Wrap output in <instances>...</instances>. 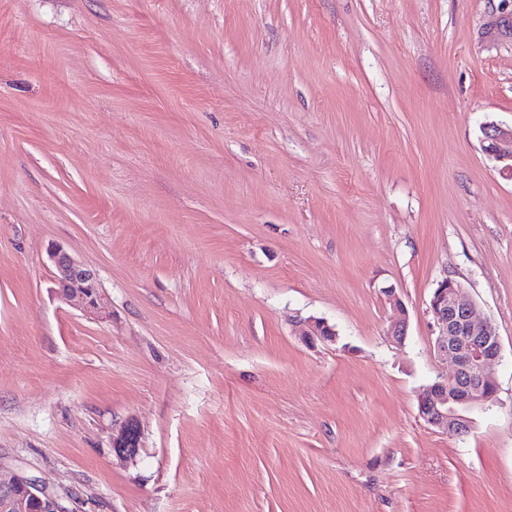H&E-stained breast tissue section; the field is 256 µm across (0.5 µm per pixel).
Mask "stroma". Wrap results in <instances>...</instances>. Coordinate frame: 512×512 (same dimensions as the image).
<instances>
[{"mask_svg":"<svg viewBox=\"0 0 512 512\" xmlns=\"http://www.w3.org/2000/svg\"><path fill=\"white\" fill-rule=\"evenodd\" d=\"M495 8L0 0V475L69 512H512ZM54 244L110 318L56 295ZM446 279L501 342L499 402L462 436L418 414L453 370ZM310 317L336 340L305 339ZM486 152L499 162L510 161L504 168L512 173V126L489 123L481 127ZM385 295L392 306V315L389 317L386 329L387 336H390L393 341L401 343L407 335L408 312L393 288L387 289ZM112 447L116 454L125 458L135 457L140 448L139 428L133 421H128L121 427L113 439Z\"/></svg>","mask_w":512,"mask_h":512,"instance_id":"obj_1","label":"stroma"}]
</instances>
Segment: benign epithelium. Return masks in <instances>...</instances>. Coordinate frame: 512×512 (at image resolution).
Masks as SVG:
<instances>
[{"label":"benign epithelium","instance_id":"7a95c632","mask_svg":"<svg viewBox=\"0 0 512 512\" xmlns=\"http://www.w3.org/2000/svg\"><path fill=\"white\" fill-rule=\"evenodd\" d=\"M504 37L512 38V0H500V15L490 24ZM486 152L512 173V126L489 123L481 127ZM57 294L87 314L110 316L103 301L102 286L96 273L77 261L62 245L51 247ZM392 306L387 335L402 342L408 329V312L395 290L385 291ZM430 312L437 330L435 347L449 357L453 372L426 387L418 398L419 416L429 425L453 434L467 433L472 414L484 411L496 400L497 386L490 368L501 356V343L493 323L476 317L461 296V286L452 279L435 289ZM304 336L333 341L336 333L320 318L305 321ZM117 455L135 457L140 448V432L135 422L125 423L113 439ZM0 512H69L56 492L20 474L0 479Z\"/></svg>","mask_w":512,"mask_h":512}]
</instances>
